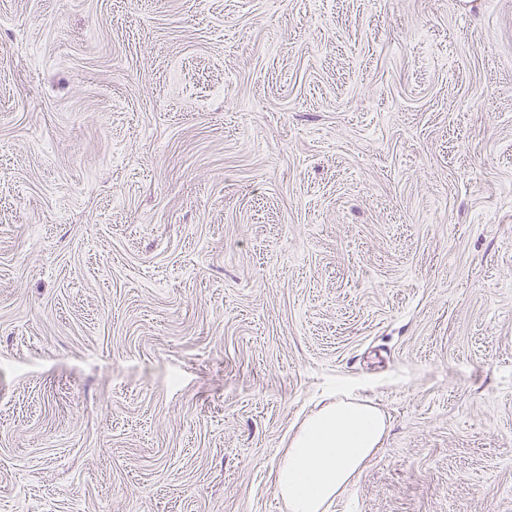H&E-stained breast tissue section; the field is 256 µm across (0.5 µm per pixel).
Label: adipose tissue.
<instances>
[{"mask_svg": "<svg viewBox=\"0 0 512 512\" xmlns=\"http://www.w3.org/2000/svg\"><path fill=\"white\" fill-rule=\"evenodd\" d=\"M387 430L377 406L351 395L307 417L277 471L276 487L288 512H326L380 448Z\"/></svg>", "mask_w": 512, "mask_h": 512, "instance_id": "1", "label": "adipose tissue"}]
</instances>
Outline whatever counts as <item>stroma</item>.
Wrapping results in <instances>:
<instances>
[{
  "label": "stroma",
  "instance_id": "1",
  "mask_svg": "<svg viewBox=\"0 0 512 512\" xmlns=\"http://www.w3.org/2000/svg\"><path fill=\"white\" fill-rule=\"evenodd\" d=\"M512 512V0H0V512ZM383 412L360 397L336 395L292 436L276 476L289 512H326L373 457L387 433Z\"/></svg>",
  "mask_w": 512,
  "mask_h": 512
}]
</instances>
